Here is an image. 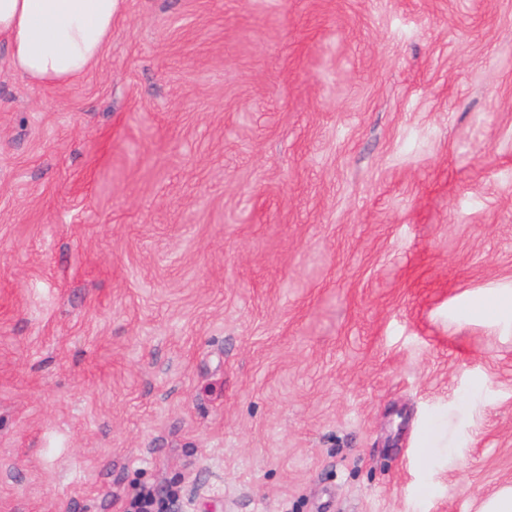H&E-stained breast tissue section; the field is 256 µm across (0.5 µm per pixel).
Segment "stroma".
Masks as SVG:
<instances>
[{
    "instance_id": "1",
    "label": "stroma",
    "mask_w": 512,
    "mask_h": 512,
    "mask_svg": "<svg viewBox=\"0 0 512 512\" xmlns=\"http://www.w3.org/2000/svg\"><path fill=\"white\" fill-rule=\"evenodd\" d=\"M512 0H124L0 41V512H476L512 485ZM123 1L0 0V39L30 83L70 84L101 58ZM468 320L487 321L512 330V290L491 292L469 301Z\"/></svg>"
}]
</instances>
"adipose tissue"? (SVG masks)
I'll list each match as a JSON object with an SVG mask.
<instances>
[{
    "label": "adipose tissue",
    "mask_w": 512,
    "mask_h": 512,
    "mask_svg": "<svg viewBox=\"0 0 512 512\" xmlns=\"http://www.w3.org/2000/svg\"><path fill=\"white\" fill-rule=\"evenodd\" d=\"M123 0H0V39L17 73L37 85H66L101 58ZM467 319L512 330V290L470 300Z\"/></svg>",
    "instance_id": "adipose-tissue-1"
}]
</instances>
